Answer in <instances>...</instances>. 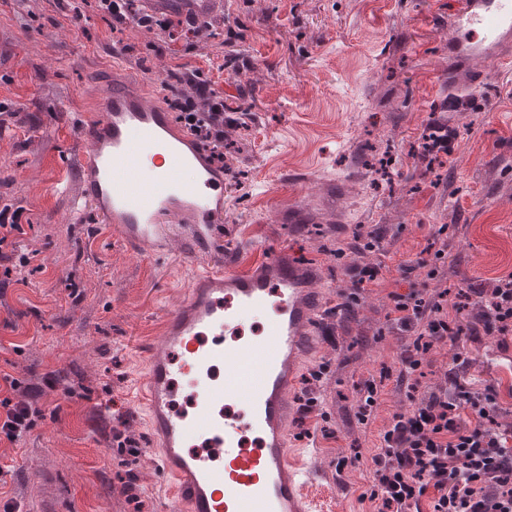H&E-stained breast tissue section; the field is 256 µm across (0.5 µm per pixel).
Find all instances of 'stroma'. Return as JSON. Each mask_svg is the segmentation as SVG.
<instances>
[{"instance_id": "35a3bbf8", "label": "stroma", "mask_w": 512, "mask_h": 512, "mask_svg": "<svg viewBox=\"0 0 512 512\" xmlns=\"http://www.w3.org/2000/svg\"><path fill=\"white\" fill-rule=\"evenodd\" d=\"M459 0H224L208 46L130 26L112 31L96 12L65 19L51 0H0V210L22 226L18 264L0 292V370L19 379L39 414L19 442H0V506L17 512H167L172 502L148 456L130 458L115 431L150 442L133 404L143 355L163 318L186 296L192 268L180 240L160 259L134 255L83 200L77 125L97 112L120 58L147 95L183 98L173 71L198 69L246 123L234 157L243 182L224 194V244L242 261L287 249L313 265L324 313L316 347L299 370H318V404L290 418L292 448L315 447L331 481L308 497L325 512H370L376 435L409 409L393 379L406 337L389 329L390 293L421 286L416 265L439 228L448 235L441 281L449 306L462 292L512 272V68L481 61L479 87L448 86V22ZM237 53L235 68L222 69ZM458 132L443 164L416 148L428 123ZM389 150V180L365 166L369 145ZM336 186L335 213L284 224L283 211L315 203ZM381 230L366 260L378 285L344 308L357 256L335 251L356 230ZM291 395L299 397L303 384ZM381 393L360 422L366 381ZM352 465L337 468V458ZM137 493L126 489L128 473Z\"/></svg>"}]
</instances>
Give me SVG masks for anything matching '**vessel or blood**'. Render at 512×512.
<instances>
[{"label": "vessel or blood", "instance_id": "1", "mask_svg": "<svg viewBox=\"0 0 512 512\" xmlns=\"http://www.w3.org/2000/svg\"><path fill=\"white\" fill-rule=\"evenodd\" d=\"M147 6L154 14L202 21L222 10L224 0H147ZM450 26L456 84L481 82L471 69L479 58L512 66V0H461ZM80 136L83 198L130 250L164 256L172 237L165 217L187 213L192 222L180 234L186 255H223L224 175L172 123L164 103L117 75ZM149 149L155 171L147 178ZM315 283L312 266L272 250L243 271L231 264L193 271L186 298L166 313L162 335L144 355L136 405L150 432L145 454L185 512H313L305 491L318 474L293 458L288 421L291 388L323 315ZM257 313L265 320L256 340L224 342ZM190 366L204 383L185 414L173 400L178 377ZM252 430L257 440L249 446Z\"/></svg>", "mask_w": 512, "mask_h": 512}]
</instances>
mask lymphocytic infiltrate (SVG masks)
<instances>
[{"label":"lymphocytic infiltrate","mask_w":512,"mask_h":512,"mask_svg":"<svg viewBox=\"0 0 512 512\" xmlns=\"http://www.w3.org/2000/svg\"><path fill=\"white\" fill-rule=\"evenodd\" d=\"M58 2L66 18L77 21L91 10L115 31L131 23L149 32L174 26L172 19L134 9V0ZM174 78L193 90L180 109V123L205 143L209 162L223 168L227 103L201 71ZM476 301L482 315L465 322L449 312L447 292L413 288L392 294L386 319L410 339L399 358L397 385L422 377L425 356L447 343L494 336L499 347L512 344V273ZM470 365L469 358L454 354L443 384L394 413L380 430L369 494L376 512H512V425L499 420L503 408L495 385L466 376ZM20 388L17 378L0 372V438L11 442L34 426L36 410L21 399Z\"/></svg>","instance_id":"f902f5d3"}]
</instances>
